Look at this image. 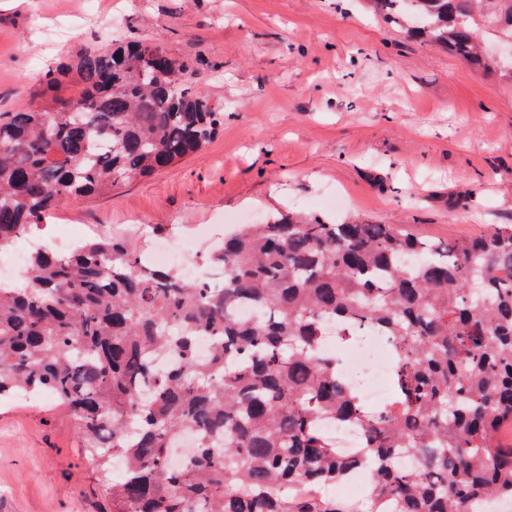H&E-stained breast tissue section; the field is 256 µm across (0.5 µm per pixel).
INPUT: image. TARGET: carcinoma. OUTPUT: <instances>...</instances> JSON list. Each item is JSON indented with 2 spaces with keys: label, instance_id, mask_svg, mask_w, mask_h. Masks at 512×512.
<instances>
[{
  "label": "carcinoma",
  "instance_id": "carcinoma-1",
  "mask_svg": "<svg viewBox=\"0 0 512 512\" xmlns=\"http://www.w3.org/2000/svg\"><path fill=\"white\" fill-rule=\"evenodd\" d=\"M408 35L512 84L479 29L512 37V0H369ZM83 85L0 113V251L72 200L102 195L202 150L224 112L159 38L87 50L56 69ZM187 282L115 237L33 250L0 288V398L46 394L74 423L111 512H357L298 493L356 464L365 512H468L512 499V224L442 244L390 224L272 213L224 238ZM247 305L252 314L238 309ZM335 324L376 329L396 359L391 399L368 409L320 355ZM209 336L200 360L195 342ZM171 358L160 372L156 360ZM327 421L359 429L340 455ZM195 451L178 468L180 435ZM127 461L108 482L114 460Z\"/></svg>",
  "mask_w": 512,
  "mask_h": 512
}]
</instances>
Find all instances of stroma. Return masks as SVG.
Masks as SVG:
<instances>
[{"mask_svg":"<svg viewBox=\"0 0 512 512\" xmlns=\"http://www.w3.org/2000/svg\"><path fill=\"white\" fill-rule=\"evenodd\" d=\"M162 39L224 113L201 152L56 211L191 263L225 232L297 211L448 242L512 224V89L407 36L366 0H0V112L72 99L47 72L86 48ZM65 414L0 404V512H108Z\"/></svg>","mask_w":512,"mask_h":512,"instance_id":"stroma-1","label":"stroma"}]
</instances>
